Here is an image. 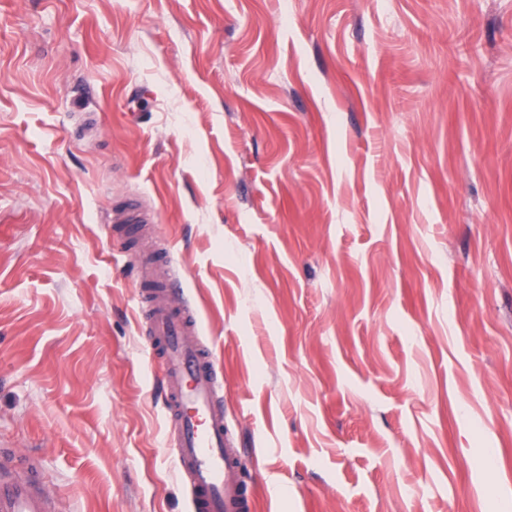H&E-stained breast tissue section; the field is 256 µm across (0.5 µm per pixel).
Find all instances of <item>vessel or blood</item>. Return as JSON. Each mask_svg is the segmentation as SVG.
Listing matches in <instances>:
<instances>
[{"mask_svg": "<svg viewBox=\"0 0 512 512\" xmlns=\"http://www.w3.org/2000/svg\"><path fill=\"white\" fill-rule=\"evenodd\" d=\"M136 285L149 290L139 312L146 318L150 358L162 370L164 446L190 487L191 512H253L251 485L217 400L222 381L198 337L196 313L182 296L179 270L166 263L160 286H151L144 272ZM37 468L35 461L0 454V512H57L55 499L33 476Z\"/></svg>", "mask_w": 512, "mask_h": 512, "instance_id": "1", "label": "vessel or blood"}]
</instances>
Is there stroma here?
I'll list each match as a JSON object with an SVG mask.
<instances>
[{
	"label": "stroma",
	"instance_id": "obj_1",
	"mask_svg": "<svg viewBox=\"0 0 512 512\" xmlns=\"http://www.w3.org/2000/svg\"><path fill=\"white\" fill-rule=\"evenodd\" d=\"M139 202L254 512H512V0H0V448L190 512Z\"/></svg>",
	"mask_w": 512,
	"mask_h": 512
}]
</instances>
